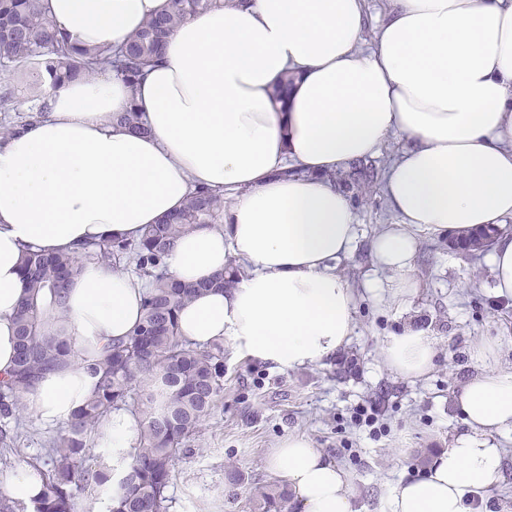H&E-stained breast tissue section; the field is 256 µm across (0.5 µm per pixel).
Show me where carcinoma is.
I'll return each instance as SVG.
<instances>
[{
	"label": "carcinoma",
	"instance_id": "1",
	"mask_svg": "<svg viewBox=\"0 0 512 512\" xmlns=\"http://www.w3.org/2000/svg\"><path fill=\"white\" fill-rule=\"evenodd\" d=\"M217 0H169L168 7L148 19L118 49L82 50L60 36L43 8V0H0V66L22 76L34 71L52 82L103 67L129 86L154 64L172 31ZM41 107L0 124L5 137L35 121ZM113 120L124 128L146 131L135 107ZM371 161H357L337 184L361 193L377 178ZM224 215V195L199 189L174 218L146 226L137 240L109 238L84 249L81 257L29 249L22 261L27 295L16 315L18 355L14 372L0 379V446L14 447L26 427L23 393L47 371L79 359L67 335L70 283L86 264L114 268L134 266L146 279L144 317L130 336L104 347L101 358L87 365L96 378L92 394L50 439L42 457L28 462L41 483V493L27 507L0 495V512H76L78 496L110 481L103 462L91 455L96 432L117 410L138 420V445L112 495L109 512H169L168 488L176 462L199 436L203 421L224 393V348H201L179 334L177 313L199 289L176 281L167 269L175 241L194 225L213 224ZM255 512H292L284 484L256 486Z\"/></svg>",
	"mask_w": 512,
	"mask_h": 512
}]
</instances>
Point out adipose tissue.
I'll return each instance as SVG.
<instances>
[{
	"label": "adipose tissue",
	"mask_w": 512,
	"mask_h": 512,
	"mask_svg": "<svg viewBox=\"0 0 512 512\" xmlns=\"http://www.w3.org/2000/svg\"><path fill=\"white\" fill-rule=\"evenodd\" d=\"M167 3L44 0L84 49L121 47ZM367 27L365 0H221L172 32L136 86L107 71L46 84L38 121L0 141V375L15 366L25 247L77 255L110 237L140 238L202 187L227 205L169 253L170 274L201 288L178 313L181 336L229 343L279 371L325 364L353 336L356 292L338 264L359 238L333 176L396 135L406 144L382 186L396 221L368 241L384 274L370 292L405 304L423 234L461 239L493 225L494 290L512 299V0H390L375 33ZM289 70L298 78L280 104L271 91ZM133 106L146 133L112 121ZM232 261L235 283L213 287ZM146 292L145 279L103 265L73 281L68 330L85 363L25 393L38 421L65 423L83 404L95 386L86 362L139 323ZM499 345L472 344L478 371L455 395L468 431L393 488L389 512H475V497L499 485L493 436L512 431V366L499 363ZM381 354L414 381L434 368L438 344L409 326ZM138 435L130 413L102 423L114 477ZM267 466L294 512H353L350 475L306 435L281 439Z\"/></svg>",
	"instance_id": "adipose-tissue-1"
}]
</instances>
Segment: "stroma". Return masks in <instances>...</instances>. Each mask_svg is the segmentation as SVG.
Instances as JSON below:
<instances>
[{
	"label": "stroma",
	"instance_id": "35a3bbf8",
	"mask_svg": "<svg viewBox=\"0 0 512 512\" xmlns=\"http://www.w3.org/2000/svg\"><path fill=\"white\" fill-rule=\"evenodd\" d=\"M353 207L360 238L339 264L356 291L350 344L340 358L298 371H274L225 348L224 393L201 427L195 453L175 467L170 512H253L251 489L275 480L266 455L291 433L306 434L350 473L355 512H388L390 490L421 472V458L468 431L454 395L476 372L471 341L501 337L500 361L512 365V301L495 297L486 253L466 260L448 240L423 236L414 267L420 288L410 309L378 302L366 288L378 276L368 241L395 218L377 186ZM409 324L438 339L436 365L417 381L392 374L380 355L387 337ZM375 404L386 433L373 440L352 416ZM494 440L505 451L504 479L478 508L512 512V431ZM232 471L239 482L229 481Z\"/></svg>",
	"mask_w": 512,
	"mask_h": 512
}]
</instances>
